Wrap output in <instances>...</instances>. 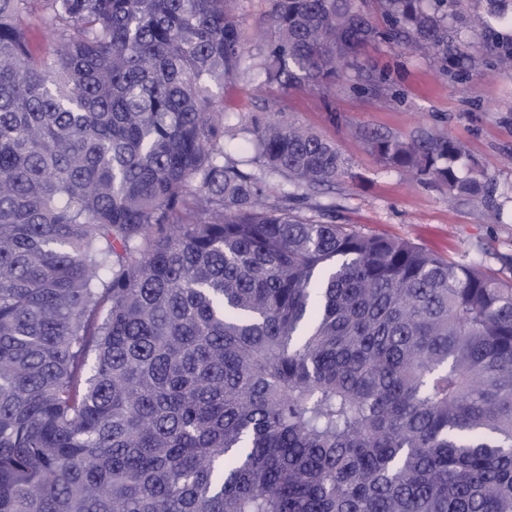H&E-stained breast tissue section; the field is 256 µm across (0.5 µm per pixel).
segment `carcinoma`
I'll return each instance as SVG.
<instances>
[{"label": "carcinoma", "mask_w": 512, "mask_h": 512, "mask_svg": "<svg viewBox=\"0 0 512 512\" xmlns=\"http://www.w3.org/2000/svg\"><path fill=\"white\" fill-rule=\"evenodd\" d=\"M233 2L0 0V512H512V285L301 218L336 144L212 93L446 53L457 0H268L256 54ZM368 146L485 190L446 137ZM27 38L31 49L36 53L46 51L52 43V37L41 26L36 16L28 24Z\"/></svg>", "instance_id": "cac0c4a2"}]
</instances>
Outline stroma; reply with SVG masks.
Listing matches in <instances>:
<instances>
[{"mask_svg":"<svg viewBox=\"0 0 512 512\" xmlns=\"http://www.w3.org/2000/svg\"><path fill=\"white\" fill-rule=\"evenodd\" d=\"M462 49L447 57L413 53L378 40L357 66L317 86L260 88L250 77L217 89L232 122L252 126L277 110L334 141L348 173L296 211L309 220L330 212L335 223L403 239L488 276L512 283V69L496 55L512 47V25L498 22L486 0H462ZM377 132L402 139L447 137L463 162H477L489 180L485 195L456 199L437 183L390 167L366 142Z\"/></svg>","mask_w":512,"mask_h":512,"instance_id":"stroma-1","label":"stroma"}]
</instances>
